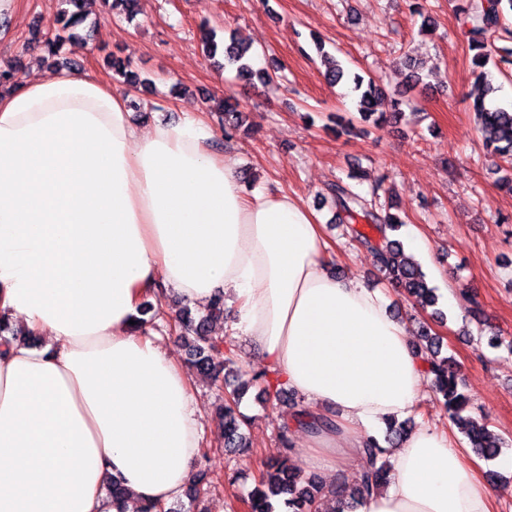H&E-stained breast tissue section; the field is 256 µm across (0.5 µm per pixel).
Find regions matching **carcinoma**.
Listing matches in <instances>:
<instances>
[{"instance_id":"cac0c4a2","label":"carcinoma","mask_w":512,"mask_h":512,"mask_svg":"<svg viewBox=\"0 0 512 512\" xmlns=\"http://www.w3.org/2000/svg\"><path fill=\"white\" fill-rule=\"evenodd\" d=\"M66 8L62 9L52 26L45 32H38L36 42L50 57L57 52L66 39H74L83 30L89 13L86 10L87 0H64ZM512 11V0H459L455 6L458 15L459 29L467 42L471 55V72L476 81L488 84V92L475 97L470 104L477 121V129L484 138V145L494 160L495 171L500 173V187L512 193V109L501 106L494 101L495 88L491 86L492 73L489 63L494 66L512 65V47L507 42L512 40V29L506 26L504 6ZM139 0H112L111 10L131 20L138 14ZM499 34L505 42L501 47H494L491 37ZM204 51L206 56L214 57L222 54L224 67L236 71L238 77L246 82L258 80L266 84L272 82L271 73L253 69L250 46L230 38L229 43L216 42V35L210 33L205 38ZM321 65L329 80L338 84L345 80L351 83V91L357 97L359 120L373 127L385 125L391 114L400 111L402 92L394 90L390 96L392 113L377 111L378 100L387 96L385 88L373 78H365L359 73L349 74L341 62L334 56L321 52ZM219 112L224 114V121L229 128L238 129L242 124V112L237 105L225 98L219 105ZM381 184H374L370 191L361 194L353 186L338 181L328 186L327 196L336 208V217L341 224H350L352 239L371 252L383 276L394 287L411 299L422 310H434L437 297L434 288L429 286L421 265L411 256L405 254L403 245L392 234L398 232L404 220L392 212L393 204H380L379 191ZM366 224L369 231L357 228ZM467 313L479 325L477 335L471 340L477 346L487 345L498 348L503 344L502 337L488 336L483 329L486 322L484 310L478 296L467 290L460 292ZM224 318V297L215 298L208 307L207 314L197 318L189 307L183 306L175 317L177 332L188 348L190 364L200 375L218 383L226 381V371L232 367H240V361L231 348L232 337L211 335L212 322ZM423 339L428 346L425 362V374L430 380L435 393L443 399L449 418L458 431L467 439L472 451L484 458H495L505 445V441L493 434L485 423L469 414L470 398L466 394V383L459 367L450 358L439 357L440 351L431 328H423ZM225 347L224 362L214 361L213 354ZM244 390L234 387L224 393L222 403L217 406L218 428L224 437V447L245 449L251 442L245 434L248 417L239 410ZM411 429L408 423L389 424L384 441L375 437L367 439L364 454L367 469L351 488L338 485L326 492L316 477L303 473L297 468L291 456L286 455L278 460L264 464L256 485L242 499L247 512H275V503L284 502L291 512H319L320 502L329 497L332 508L328 512H354L359 503L374 494L387 481V463L384 456L387 448L399 444L406 432ZM106 492L115 512H125L126 494L120 482L114 478L107 481Z\"/></svg>"}]
</instances>
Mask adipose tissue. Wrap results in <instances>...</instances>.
Wrapping results in <instances>:
<instances>
[{"label":"adipose tissue","instance_id":"obj_1","mask_svg":"<svg viewBox=\"0 0 512 512\" xmlns=\"http://www.w3.org/2000/svg\"><path fill=\"white\" fill-rule=\"evenodd\" d=\"M203 116L134 121L127 97L59 69L0 91V512H113L178 499L202 411L191 376L134 321L165 284L192 308L224 296L232 335L334 428H297L327 479L357 475L376 427L415 413L425 364L381 291L328 270L295 197L243 184ZM359 512H491L496 488L447 430L419 427Z\"/></svg>","mask_w":512,"mask_h":512}]
</instances>
